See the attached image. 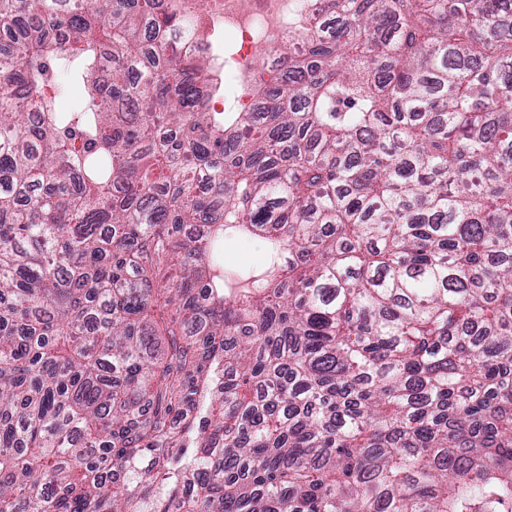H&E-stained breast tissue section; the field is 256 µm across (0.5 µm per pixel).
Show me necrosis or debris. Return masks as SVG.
<instances>
[{
    "mask_svg": "<svg viewBox=\"0 0 512 512\" xmlns=\"http://www.w3.org/2000/svg\"><path fill=\"white\" fill-rule=\"evenodd\" d=\"M174 4L192 20L185 45L190 54H210L215 30L232 35L221 63L232 78V88L224 94L228 112L256 110L255 87L280 79L281 46L309 29V19L319 7L318 0H174Z\"/></svg>",
    "mask_w": 512,
    "mask_h": 512,
    "instance_id": "1",
    "label": "necrosis or debris"
}]
</instances>
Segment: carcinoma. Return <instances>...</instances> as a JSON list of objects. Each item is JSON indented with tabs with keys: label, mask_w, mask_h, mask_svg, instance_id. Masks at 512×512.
Masks as SVG:
<instances>
[{
	"label": "carcinoma",
	"mask_w": 512,
	"mask_h": 512,
	"mask_svg": "<svg viewBox=\"0 0 512 512\" xmlns=\"http://www.w3.org/2000/svg\"><path fill=\"white\" fill-rule=\"evenodd\" d=\"M324 2L0 0V512H512V0ZM177 9L192 19L185 48L192 55H210L213 44L224 46V61L218 68L232 78L224 92V112H255V87L280 79L284 60L282 45L302 30L312 34L309 19L321 2L316 0H175ZM233 35V44L230 43ZM257 61L263 63L258 69ZM53 84L58 104L70 109H77L81 105L82 91L77 83L72 82L69 77L59 74ZM264 245L262 239L249 238L229 252L226 259L231 263H257L263 256Z\"/></svg>",
	"instance_id": "obj_1"
}]
</instances>
